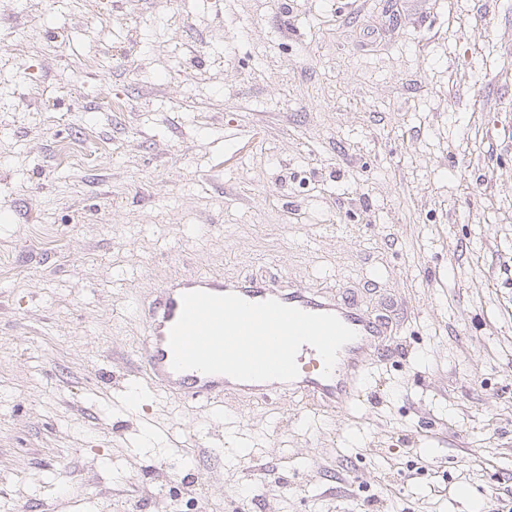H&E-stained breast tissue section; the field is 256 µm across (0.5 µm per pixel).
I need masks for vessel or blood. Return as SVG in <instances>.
<instances>
[{"label": "vessel or blood", "mask_w": 512, "mask_h": 512, "mask_svg": "<svg viewBox=\"0 0 512 512\" xmlns=\"http://www.w3.org/2000/svg\"><path fill=\"white\" fill-rule=\"evenodd\" d=\"M213 294L233 293L250 302L275 299L284 305L311 313H332L356 337L340 351L330 377H323L324 363L311 346H302L297 355L298 375L291 381L242 382L231 377L207 375L172 368L173 353L168 339L182 311V296L191 291ZM146 332L141 369L160 389L171 394L214 399L232 390L264 395L280 390L303 394L330 411H338L359 395L360 382L369 369V358L390 351L396 331L386 315L365 309L361 303L334 289L279 284L277 279L234 280L220 275L188 274L160 287L142 307Z\"/></svg>", "instance_id": "1"}]
</instances>
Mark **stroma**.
<instances>
[{
    "mask_svg": "<svg viewBox=\"0 0 512 512\" xmlns=\"http://www.w3.org/2000/svg\"><path fill=\"white\" fill-rule=\"evenodd\" d=\"M410 2L0 0V512H512V0ZM186 272L394 302V354L170 396Z\"/></svg>",
    "mask_w": 512,
    "mask_h": 512,
    "instance_id": "obj_1",
    "label": "stroma"
}]
</instances>
